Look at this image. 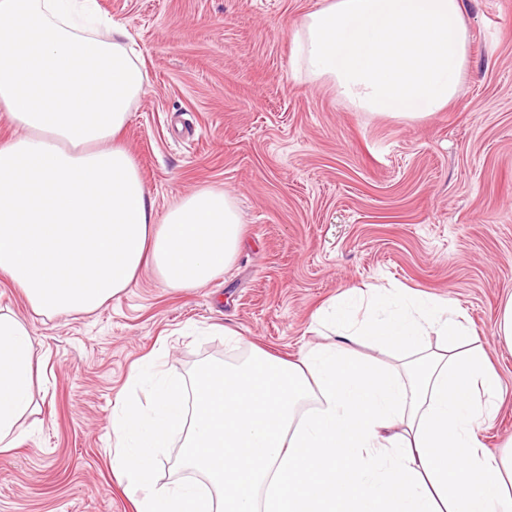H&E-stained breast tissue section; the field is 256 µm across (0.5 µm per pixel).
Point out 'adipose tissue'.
I'll use <instances>...</instances> for the list:
<instances>
[{
  "mask_svg": "<svg viewBox=\"0 0 512 512\" xmlns=\"http://www.w3.org/2000/svg\"><path fill=\"white\" fill-rule=\"evenodd\" d=\"M127 38L95 0H0V118L19 131L0 144V275L39 314L94 312L146 265L196 288L239 249L224 191L156 215L119 140L148 85ZM294 40L305 70L363 112L420 119L470 77L462 0H325ZM316 320L337 340L298 361L253 346L190 389L160 381L147 402L116 401L112 469L143 489L137 512H512V448L479 437L500 379L452 302L350 287ZM362 343L381 359L358 358ZM33 360L27 323L0 313L1 457L27 432ZM178 433L209 490L156 484V454Z\"/></svg>",
  "mask_w": 512,
  "mask_h": 512,
  "instance_id": "ef3b65f1",
  "label": "adipose tissue"
}]
</instances>
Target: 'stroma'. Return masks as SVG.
I'll return each instance as SVG.
<instances>
[{
	"instance_id": "obj_1",
	"label": "stroma",
	"mask_w": 512,
	"mask_h": 512,
	"mask_svg": "<svg viewBox=\"0 0 512 512\" xmlns=\"http://www.w3.org/2000/svg\"><path fill=\"white\" fill-rule=\"evenodd\" d=\"M322 0H97L124 25L148 86L123 134L157 213L200 187L238 209L239 251L199 288L155 271L95 313L46 316L0 276V308L23 318L42 365L29 430L0 459V512H135L113 474L112 405L147 401L131 368L190 380L244 360L248 344L287 360L326 343L315 311L346 286L449 299L500 377L503 402L481 432L512 439V350L494 337L512 294V0H463L472 75L419 121L361 112L301 72L294 24ZM243 345L226 342L221 326Z\"/></svg>"
}]
</instances>
